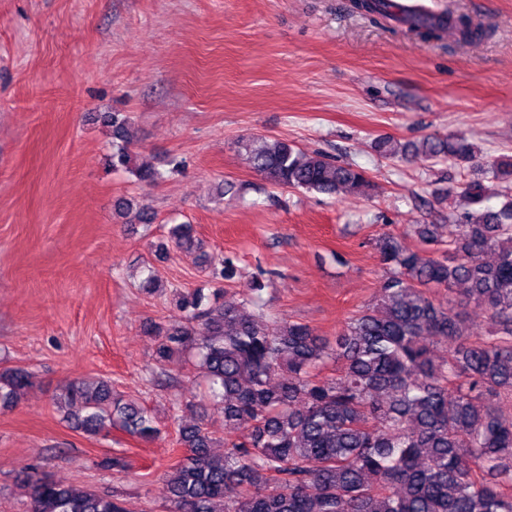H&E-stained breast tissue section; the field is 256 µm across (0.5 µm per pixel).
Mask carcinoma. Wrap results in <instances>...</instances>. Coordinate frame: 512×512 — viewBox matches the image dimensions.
<instances>
[{
    "label": "carcinoma",
    "mask_w": 512,
    "mask_h": 512,
    "mask_svg": "<svg viewBox=\"0 0 512 512\" xmlns=\"http://www.w3.org/2000/svg\"><path fill=\"white\" fill-rule=\"evenodd\" d=\"M350 2L426 39L450 28L464 41L483 35L466 17L416 8L397 14L388 0ZM103 122L112 129V167L144 183L165 178L134 162L126 119L113 112ZM237 145L274 187L330 197L371 187L366 171L284 140ZM375 148L403 161L480 162L478 147L461 134L405 144L383 137ZM489 173L495 190L481 180L460 187L473 209L448 215L446 225H412L420 245L392 233L376 240L382 293L332 340L301 322L267 320L258 277L234 304L221 288L179 292L178 318L144 326L157 341L152 377L165 375L173 356L191 355L224 412V432H243L226 441L201 422L178 425L183 454L166 487L174 512H512V420L498 410L502 397H512V159L491 163ZM496 195L505 198L497 209L487 205ZM168 238L180 251H199L214 280L235 278L233 259L202 251L192 225H171ZM455 285L464 286L459 304L432 297ZM472 304L492 321L486 336H472ZM329 360L343 361L338 374L318 376ZM32 384L28 370L1 368L0 407L17 405ZM57 401L89 435L112 427L144 439L160 433L145 407L114 399L105 381L75 379ZM38 470L30 464L22 478L29 512H125L113 494Z\"/></svg>",
    "instance_id": "cac0c4a2"
}]
</instances>
